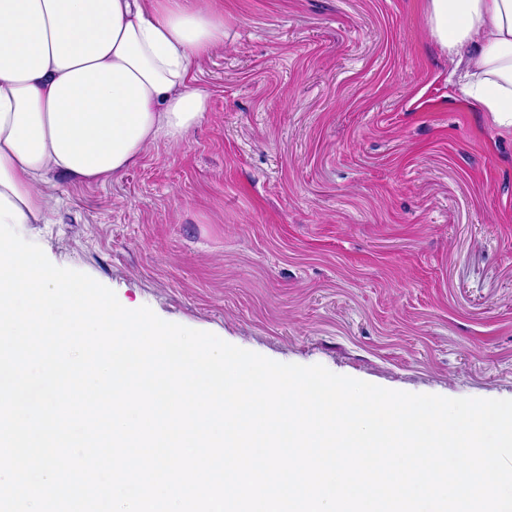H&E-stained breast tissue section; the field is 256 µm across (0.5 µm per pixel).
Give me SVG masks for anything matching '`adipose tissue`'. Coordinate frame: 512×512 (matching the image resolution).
I'll list each match as a JSON object with an SVG mask.
<instances>
[{"label":"adipose tissue","mask_w":512,"mask_h":512,"mask_svg":"<svg viewBox=\"0 0 512 512\" xmlns=\"http://www.w3.org/2000/svg\"><path fill=\"white\" fill-rule=\"evenodd\" d=\"M425 20L512 129V0H427ZM223 41L208 0H0V195L45 224L44 185L104 184L186 142L210 98L193 67Z\"/></svg>","instance_id":"obj_1"}]
</instances>
